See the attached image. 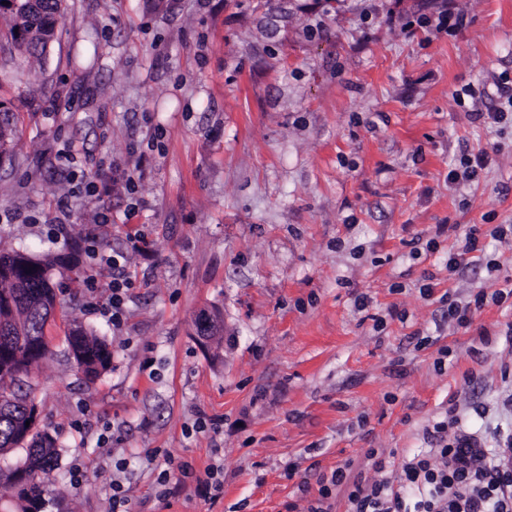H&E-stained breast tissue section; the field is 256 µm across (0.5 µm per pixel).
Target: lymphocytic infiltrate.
<instances>
[{
	"label": "lymphocytic infiltrate",
	"instance_id": "f902f5d3",
	"mask_svg": "<svg viewBox=\"0 0 512 512\" xmlns=\"http://www.w3.org/2000/svg\"><path fill=\"white\" fill-rule=\"evenodd\" d=\"M459 422L452 410L436 422L434 448L403 457L396 481L337 468L307 512H331L326 502L336 489L348 512H512V431L502 435V451L490 453Z\"/></svg>",
	"mask_w": 512,
	"mask_h": 512
}]
</instances>
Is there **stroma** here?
I'll return each mask as SVG.
<instances>
[{"mask_svg":"<svg viewBox=\"0 0 512 512\" xmlns=\"http://www.w3.org/2000/svg\"><path fill=\"white\" fill-rule=\"evenodd\" d=\"M501 84L512 0H63L45 60L0 50V246L56 261L29 383L58 512H113L116 481L126 512H306L336 467L372 476L368 449L394 471L431 447L452 405L496 447L512 297L466 327L441 298L512 280L488 234L512 225V124L472 118ZM473 224L479 260L449 271ZM89 236L128 258L117 326ZM79 324L112 345L92 383ZM16 137L14 113L6 108L0 112V152L8 154L12 151Z\"/></svg>","mask_w":512,"mask_h":512,"instance_id":"stroma-1","label":"stroma"}]
</instances>
